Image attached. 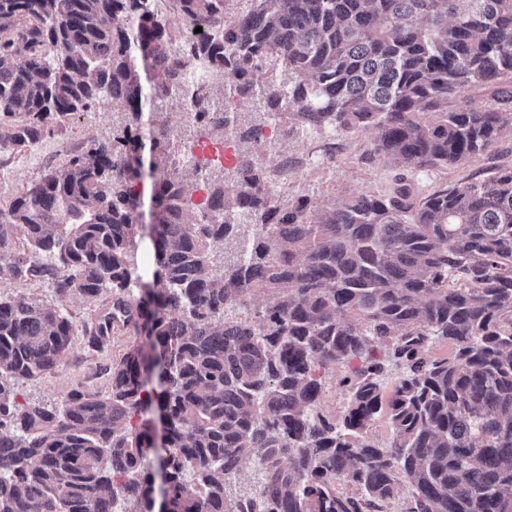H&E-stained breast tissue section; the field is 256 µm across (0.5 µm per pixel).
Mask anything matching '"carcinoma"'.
I'll return each mask as SVG.
<instances>
[{
  "label": "carcinoma",
  "instance_id": "obj_1",
  "mask_svg": "<svg viewBox=\"0 0 512 512\" xmlns=\"http://www.w3.org/2000/svg\"><path fill=\"white\" fill-rule=\"evenodd\" d=\"M224 2L0 0V117H20L0 124V145L26 149L105 97L132 117L0 211V250L12 229L31 247L0 279L72 269L58 292L116 295L92 341L122 322L145 342L112 364L106 397L22 403L14 382L61 366L78 326L0 294V512H386L404 485L401 512H512V167L422 198L403 183L281 204L252 158L258 126L229 108L249 94L287 128L372 129L369 154L406 172L458 166L512 127V0H251L230 24ZM172 11L179 57L166 52ZM198 63L224 75L222 99L183 82ZM150 65L163 84L146 85ZM476 89L496 104L471 105ZM173 92L249 149L230 183L190 167L206 191L192 220L155 107ZM146 178L149 281L129 261ZM257 293L261 309L227 316ZM436 342L451 353L430 356ZM392 362L405 373L386 397ZM338 365L349 400L336 418L320 399ZM154 401L156 466L139 421ZM382 411L385 448L368 437ZM248 463L257 484L231 493Z\"/></svg>",
  "mask_w": 512,
  "mask_h": 512
}]
</instances>
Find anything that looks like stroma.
<instances>
[{"instance_id":"1","label":"stroma","mask_w":512,"mask_h":512,"mask_svg":"<svg viewBox=\"0 0 512 512\" xmlns=\"http://www.w3.org/2000/svg\"><path fill=\"white\" fill-rule=\"evenodd\" d=\"M127 124L123 105L105 98L91 111L53 121L50 133L27 150L0 146V210H8L12 201L39 183L51 170L61 167L69 155L83 149L91 140L111 141ZM373 131L347 134L330 129H309L275 141L273 154L257 153L259 167L274 168L280 154L297 160V168L278 178L274 190L279 197L308 195L323 204L341 201L357 194H391L398 171L368 154ZM512 165V129L502 131L497 141L483 154L451 169H424L413 172L417 194L453 185L468 178H481L493 168ZM0 294L30 297L55 307L73 320L81 331L73 336L63 364L49 373L18 381L16 391L22 402L61 404L75 389L91 394L107 395L111 380L109 369L130 347L141 344L134 330L115 326L102 348L89 346L85 328L112 306L111 291L86 298L78 293L59 294L55 279H5L0 281Z\"/></svg>"}]
</instances>
